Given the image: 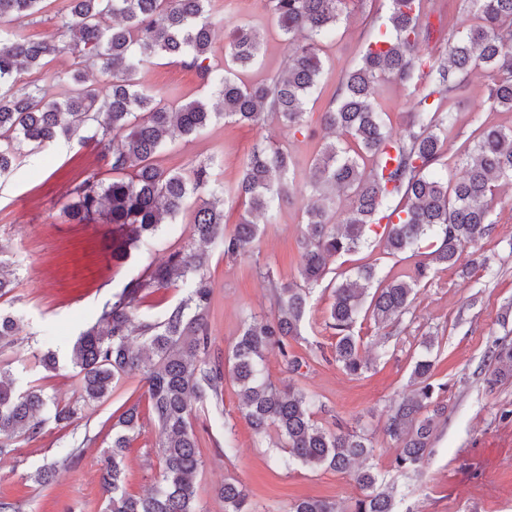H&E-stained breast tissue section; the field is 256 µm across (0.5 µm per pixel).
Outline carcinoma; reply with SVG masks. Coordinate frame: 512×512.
<instances>
[{"label":"carcinoma","instance_id":"1","mask_svg":"<svg viewBox=\"0 0 512 512\" xmlns=\"http://www.w3.org/2000/svg\"><path fill=\"white\" fill-rule=\"evenodd\" d=\"M390 31L367 42L357 67L338 80L320 123L331 140L309 167L310 190L304 205L298 280L282 283L262 272L272 290V317L243 322L224 359L211 357L208 325L211 289L204 269L205 246L219 240L228 257L251 256L260 234L254 218L291 199L288 179L295 162L286 149L263 140L254 143L236 193L248 200L247 216L231 233L224 229V191L214 185L207 165L190 173L161 168L156 158L165 144L200 132L216 118L259 126L268 116L293 133L307 123L308 104L323 75L322 41L336 32L347 0H268L281 34L292 45L286 69L271 80L246 84L206 64L212 52L213 0H68L59 41L31 42L8 24L42 12L46 0H0V179L9 177L21 157L59 139L93 142L110 157L112 179L93 173L68 191L66 216L82 224L94 216L118 226L121 237L112 259L124 262L131 250L148 242L164 224L193 204L188 243L172 252L147 278L132 279L112 295L96 322L73 344L71 365L83 403L101 402L122 377L144 383L149 416L158 427L161 471L157 486L135 497L125 489V450L139 431L138 403L112 424V440L103 449L100 483L105 512H197L195 477L201 457L192 423V401L207 393L219 397L224 379L237 387L239 411L259 437L276 435L284 454L279 465L326 468L350 474L363 491L349 512H395L396 490H377L378 474L363 466L372 457L371 438L337 425L326 429L315 418L316 402L297 383L278 386L265 376L266 351L278 349L289 372L299 373L300 357L289 351L302 335L311 290L323 281L331 259L357 251L369 232L383 226L387 253L415 252L431 240L433 250L405 279L383 282L375 269L357 270L336 284L329 328L335 330L333 358L352 376L368 369L354 329L359 319L386 327L408 312L415 288L439 267L457 264L464 248L478 244L492 229L491 204L502 182L512 183V127L486 126L464 151L465 175L451 182L441 163L442 147L453 125L452 112L429 102L461 93L468 74L484 69L490 79L487 104L512 111V0H463L476 23L448 43L446 53L418 54V37L429 32L424 0H388ZM260 33L239 25L228 36L232 65L247 69L257 60ZM68 69L53 78L68 84L62 99L24 75L39 71L63 52ZM155 57L176 58L209 84L219 106L196 99L176 107L141 90L136 74ZM103 86L87 84L91 71ZM392 77L417 79V111L398 134L376 99L378 83ZM346 194L351 206L339 221L329 214L332 195ZM407 199L401 210L384 214L394 196ZM386 224H381L382 220ZM190 284L187 295L164 319L135 322L145 292ZM17 319L0 313V349L14 343ZM411 367L412 389L389 409L384 434L396 443L395 470L417 471L431 453L439 420L448 411L442 399L448 385L432 381L434 341ZM493 375L512 372V344L495 342L488 351ZM49 399L39 389L20 391L9 370L0 366V460L14 455L16 441L42 434L41 411ZM78 404H55L54 419L69 425ZM224 512H254L233 482L219 489ZM288 512H336L321 499H302Z\"/></svg>","mask_w":512,"mask_h":512}]
</instances>
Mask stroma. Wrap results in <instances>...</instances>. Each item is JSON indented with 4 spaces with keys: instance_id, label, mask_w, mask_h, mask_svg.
<instances>
[{
    "instance_id": "stroma-1",
    "label": "stroma",
    "mask_w": 512,
    "mask_h": 512,
    "mask_svg": "<svg viewBox=\"0 0 512 512\" xmlns=\"http://www.w3.org/2000/svg\"><path fill=\"white\" fill-rule=\"evenodd\" d=\"M388 7L387 0H357L335 36L323 41L325 76L321 94L310 105L308 131L292 136L271 119L260 127L220 119L198 134L169 142L158 164L182 173L201 163L210 165L224 190V225L229 232L248 208L235 189L257 139L266 137L271 145L288 149L297 164L294 185L302 187L321 144L319 116L339 77L358 63L366 40L385 22ZM463 8L462 0H435L429 14L431 36L420 43L421 52L446 50L457 23L465 18ZM214 10V67L226 65L227 30L245 24L260 30L264 39L258 63L243 73V81L256 83L282 72L290 47L267 0H215ZM136 79L174 104L210 93L195 71L175 59H150ZM487 82L486 72L474 69L462 96L442 103L455 116L444 153L451 175H462L456 156L472 146L482 127H512V112L484 105ZM93 173L110 178L103 155L60 140L23 158L0 181V261L14 274V288L0 297V308L21 319L13 346L0 350V361L9 364L19 389L36 387L63 403L80 397L70 363L80 331L96 320L113 293L132 279L146 277L151 267L186 245L191 219L190 212L181 213L147 245L134 250L127 262L114 264L111 225L99 218L72 224L63 214L69 185ZM490 218L491 234L478 247L465 248L461 256L462 265L471 267L469 276H461L459 267L438 271L416 288L410 310L397 327L386 331L370 320L358 327L362 354L370 364L362 376L346 375L332 359L336 337L328 326L332 297L326 285L314 288L305 328L292 344L293 352L306 361L297 377L299 386L324 406L319 421L329 428L340 422L372 434L375 451L370 464L381 478L395 484L397 512H512V377L492 387L484 381L486 352L496 339L512 340V190L497 191ZM259 224L253 256L228 258L220 245L209 248L205 272L212 289V353L223 354L232 346L247 317L271 316L270 293L259 267L271 266L284 283L297 277L301 203L275 207ZM482 255L487 265H476ZM364 264L375 265L380 276L396 278L410 274L414 261L404 254H386L374 241L337 258L330 275L344 278ZM428 336L435 339L434 379L448 386V417L438 425L422 474H402L392 465L396 444L384 436L383 427L391 401L408 388L412 362ZM49 350L59 361L54 371L44 370L37 361ZM143 397L142 382L131 375L113 387L107 400L85 407L73 424L47 421L38 439L20 441L15 458L0 462V499L20 502L21 512H103L102 452L112 437L113 412L131 398L138 400L142 418L126 454L125 487L136 496L148 492L159 479L161 453L158 429ZM238 404L237 389L228 382L221 397H208L196 407L194 425L202 459L195 482L198 512H224L217 490L228 479L243 487L257 512H286L301 498L323 499L341 510L360 496L355 482L336 471L280 467L274 459V438L258 441ZM228 439L235 448L230 455L224 452ZM76 445L81 448L79 456L60 471L52 486L34 482L38 467L57 460L60 449Z\"/></svg>"
}]
</instances>
